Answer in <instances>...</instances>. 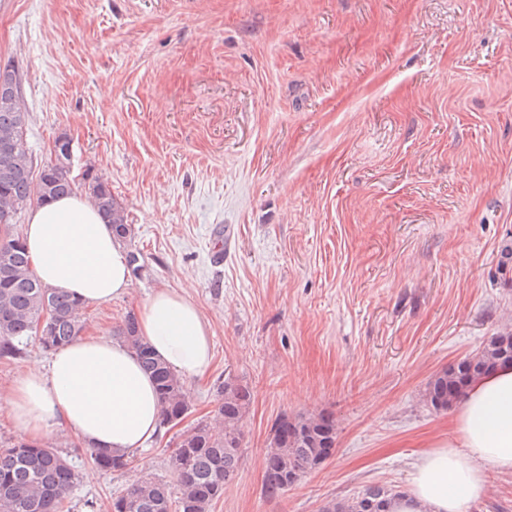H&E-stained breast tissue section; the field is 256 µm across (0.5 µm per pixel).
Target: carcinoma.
<instances>
[{
    "mask_svg": "<svg viewBox=\"0 0 512 512\" xmlns=\"http://www.w3.org/2000/svg\"><path fill=\"white\" fill-rule=\"evenodd\" d=\"M15 120V109L0 102V137L10 132ZM47 165L54 166L53 179L43 182L33 172L29 148L9 160L0 157V210L19 214L34 203L75 190L69 166H55L51 160ZM88 190L118 240L131 238L125 208L112 195L109 183L103 179L89 184ZM46 299L55 320L50 335L41 337L40 344L44 351L52 352L82 334L84 305L37 279L19 233L0 238V359L22 353L20 342L33 335ZM120 336L156 384L161 424L170 428L180 425L190 412L181 378L153 354L139 335L135 317L125 320ZM506 365L512 366V328L508 326L493 334L476 353L436 373L427 383L423 402L435 411H446L463 400L473 382ZM217 396L220 427L200 421L179 434L169 464L173 484L154 478L138 480L112 499L111 512H209L240 468L242 425L252 401L249 387L230 374L218 385ZM336 435V419L331 414L278 418L264 459V494L278 497L320 468L335 450ZM89 455L100 468L127 465V460L104 450L91 448ZM78 478L76 470L50 446L19 442L0 448V512H67ZM399 495L394 485L371 483L351 497L325 502L320 512H388V505Z\"/></svg>",
    "mask_w": 512,
    "mask_h": 512,
    "instance_id": "obj_1",
    "label": "carcinoma"
}]
</instances>
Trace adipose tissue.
Wrapping results in <instances>:
<instances>
[{"instance_id": "adipose-tissue-1", "label": "adipose tissue", "mask_w": 512, "mask_h": 512, "mask_svg": "<svg viewBox=\"0 0 512 512\" xmlns=\"http://www.w3.org/2000/svg\"><path fill=\"white\" fill-rule=\"evenodd\" d=\"M24 239L33 269L48 287L101 304L131 286L126 252L102 214L80 192L38 204ZM138 330L177 375L203 376L213 361L209 325L194 301L156 289L140 306ZM17 428L40 441L58 425L86 446L125 457L158 435L155 384L135 352L118 339L81 337L29 366L0 406ZM512 471V367L474 384L456 415L445 447L417 458L410 488L389 512H463L485 492L484 469Z\"/></svg>"}]
</instances>
